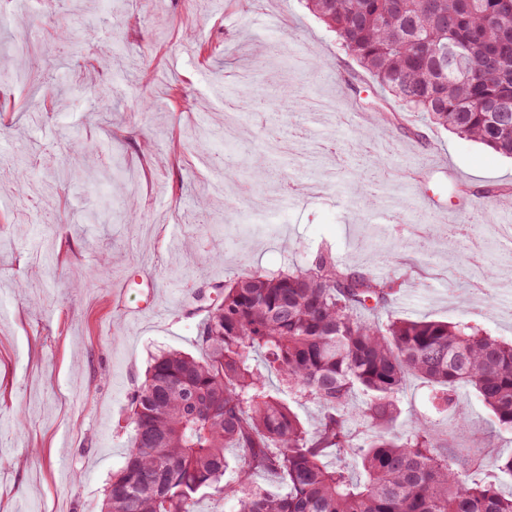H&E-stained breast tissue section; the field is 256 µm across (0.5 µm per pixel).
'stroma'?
<instances>
[{"instance_id":"35a3bbf8","label":"stroma","mask_w":512,"mask_h":512,"mask_svg":"<svg viewBox=\"0 0 512 512\" xmlns=\"http://www.w3.org/2000/svg\"><path fill=\"white\" fill-rule=\"evenodd\" d=\"M94 56L73 64L53 41L61 23ZM31 34L56 74L54 85H0V164L25 163L31 182H57L52 202L13 194L0 183V512H100L112 476L131 445L128 397L158 354L201 356L197 321L185 317L190 288L232 281L251 270L291 271L329 246L354 269L402 282L393 311L404 318L466 320L512 339V247L450 250L442 233L455 200L450 182L430 175L436 155L463 175L474 203L463 223L489 238L501 211L480 189L512 187V159L444 129L420 123L347 54L303 0H57L53 14L27 0L0 22V68L12 64L14 37ZM281 39L286 69L269 62L268 79L247 106L217 87L250 72L261 41ZM210 40L220 54L198 58ZM318 70H310L311 62ZM111 84V105L96 96ZM183 87L185 111L167 93ZM287 85L304 101L303 123L273 92ZM240 113L241 141L269 166L252 185L240 167L224 174L225 192L209 195V169L183 144L184 128L219 130ZM397 122L386 149L358 144L364 114ZM288 145L272 154L269 138ZM308 179L284 208H262L296 170ZM210 205L199 208L201 195ZM136 200L135 219L127 203ZM377 236L395 238L385 260L366 252ZM493 264L490 280L473 271ZM424 380L400 396L398 428L432 420L448 453L474 477L512 455V432L491 433L488 410L463 392L468 442L455 440L457 412L434 409Z\"/></svg>"}]
</instances>
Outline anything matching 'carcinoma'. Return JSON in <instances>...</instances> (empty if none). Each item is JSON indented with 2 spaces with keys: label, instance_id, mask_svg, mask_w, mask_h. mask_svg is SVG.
<instances>
[{
  "label": "carcinoma",
  "instance_id": "obj_1",
  "mask_svg": "<svg viewBox=\"0 0 512 512\" xmlns=\"http://www.w3.org/2000/svg\"><path fill=\"white\" fill-rule=\"evenodd\" d=\"M375 81L433 124L512 157V0H305ZM483 198L512 207L511 188ZM402 284L339 265L320 249L304 268L247 272L195 291L205 356L154 357L130 398L132 447L104 512H192L212 489L237 512H512V456L473 479L441 451L434 424L395 427L410 376L433 402L459 406L461 389L512 432V341L458 321L377 314ZM363 398V430L348 426ZM315 402L308 428L293 405ZM237 449L233 460L226 450ZM357 453L354 479L342 458ZM234 483H222L228 469ZM258 473L277 478L261 486Z\"/></svg>",
  "mask_w": 512,
  "mask_h": 512
}]
</instances>
